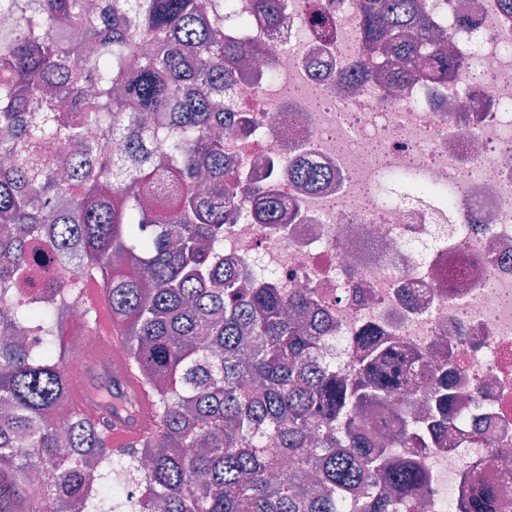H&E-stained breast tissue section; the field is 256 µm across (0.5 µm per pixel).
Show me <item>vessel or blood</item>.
Masks as SVG:
<instances>
[{"mask_svg": "<svg viewBox=\"0 0 512 512\" xmlns=\"http://www.w3.org/2000/svg\"><path fill=\"white\" fill-rule=\"evenodd\" d=\"M88 300L100 310L98 324L101 332L111 334L113 342H120L118 327L113 324L103 308L105 303L100 289L91 287L87 290ZM89 367L80 372L66 371L65 380L68 388L81 408L91 407V383L101 376L109 380L114 391L134 395L141 408L138 415L113 413L111 440L113 447L126 448L136 443L147 433L154 431L157 424L151 414L154 406L152 394L144 388L139 378L127 367L124 357L103 354L98 347H89L87 352Z\"/></svg>", "mask_w": 512, "mask_h": 512, "instance_id": "1", "label": "vessel or blood"}]
</instances>
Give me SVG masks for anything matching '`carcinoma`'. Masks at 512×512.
<instances>
[{
	"mask_svg": "<svg viewBox=\"0 0 512 512\" xmlns=\"http://www.w3.org/2000/svg\"><path fill=\"white\" fill-rule=\"evenodd\" d=\"M283 0H258L271 25ZM363 48L393 66L391 84L464 68L418 0H358ZM0 512H417L429 476L406 454L421 425L358 427L370 403L404 412L427 382L430 426L453 433L448 367L367 330L341 375L311 352L308 294L249 288L224 256V225L253 203L277 224L268 187L224 161V84L256 53L224 29L218 0H0ZM125 140L134 165L112 154ZM62 146L60 153L50 152ZM313 188L326 174L299 159L277 168ZM50 247L54 277L31 284ZM106 287L159 428L130 448L73 401L70 344L96 328L81 298ZM107 411L123 408L112 386ZM295 465L286 481L272 472ZM458 512H495L464 496Z\"/></svg>",
	"mask_w": 512,
	"mask_h": 512,
	"instance_id": "1",
	"label": "carcinoma"
}]
</instances>
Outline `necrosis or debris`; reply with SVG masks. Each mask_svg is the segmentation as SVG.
<instances>
[{"instance_id": "1", "label": "necrosis or debris", "mask_w": 512, "mask_h": 512, "mask_svg": "<svg viewBox=\"0 0 512 512\" xmlns=\"http://www.w3.org/2000/svg\"><path fill=\"white\" fill-rule=\"evenodd\" d=\"M234 2L249 21L242 38L263 52L224 89L226 110L247 121L225 131L224 157L272 184L287 210L279 224L225 225V254L315 296L333 326L319 353L338 371L368 328L431 365L453 358L465 424L456 445L421 454L430 481L419 512H448L474 480L512 504V17L494 0H420L471 69L392 94L379 73L343 95L337 74L374 64L357 0H286L277 27L255 0ZM294 157L329 183L311 190L264 166ZM409 166L430 186L461 182L460 201L355 200L360 178Z\"/></svg>"}]
</instances>
